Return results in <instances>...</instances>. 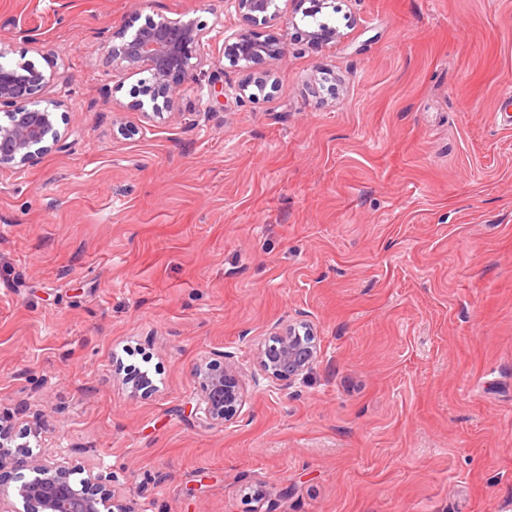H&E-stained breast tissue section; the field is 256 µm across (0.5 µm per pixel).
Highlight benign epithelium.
<instances>
[{
    "mask_svg": "<svg viewBox=\"0 0 512 512\" xmlns=\"http://www.w3.org/2000/svg\"><path fill=\"white\" fill-rule=\"evenodd\" d=\"M281 0H224V8L238 19L224 37V57L229 64L246 72L245 80L235 88L238 101H256L275 85L270 63L288 53V43L261 38V29L279 22L297 26L287 17ZM293 13L314 18L330 6L329 0H289ZM310 3L302 8L304 3ZM214 28L190 13L177 18L164 14L147 16L136 29L124 26L112 34L108 49L112 73L127 78L148 73L139 80L133 108L148 123H160L172 114L181 88L199 82L209 65L202 53ZM306 41L322 45L340 37L334 28L316 24L301 32ZM31 62L16 65L0 63V104L8 105L7 121L0 122V168H25L55 149L66 136L58 124L59 100L41 105L40 96L54 79ZM320 345L312 330L288 325L274 333V341L265 345L256 357L267 378L290 383L302 378L318 361ZM193 376L199 388L196 414L202 424L222 428L239 416L245 404L241 370L231 363L205 362L197 365ZM29 469L32 479L16 487L15 494L36 512H136L130 502L119 499L110 489L111 476L89 472L75 483L70 470L51 459H33L0 427V470L6 467Z\"/></svg>",
    "mask_w": 512,
    "mask_h": 512,
    "instance_id": "obj_1",
    "label": "benign epithelium"
}]
</instances>
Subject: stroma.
I'll return each instance as SVG.
<instances>
[{"mask_svg": "<svg viewBox=\"0 0 512 512\" xmlns=\"http://www.w3.org/2000/svg\"><path fill=\"white\" fill-rule=\"evenodd\" d=\"M224 0H143L141 15ZM129 0H0V59L56 76L66 145L0 169V422L138 512H512V0H333L257 101L142 123L108 42ZM37 28L38 42L22 37ZM123 113L133 135L112 134ZM306 323L294 383L255 363ZM246 403L203 427L202 360ZM154 389L135 397L130 367Z\"/></svg>", "mask_w": 512, "mask_h": 512, "instance_id": "1", "label": "stroma"}]
</instances>
